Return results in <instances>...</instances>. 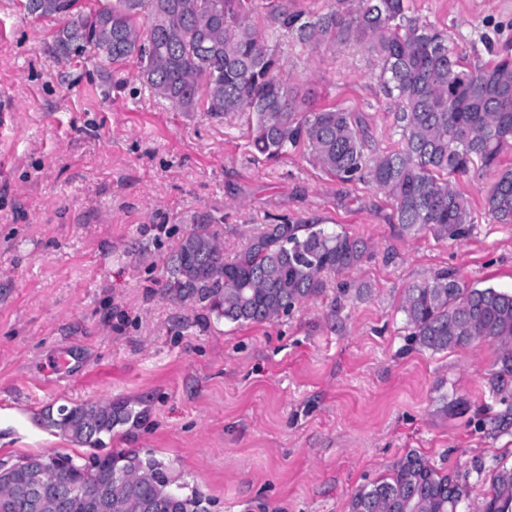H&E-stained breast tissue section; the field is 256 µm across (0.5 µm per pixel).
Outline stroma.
<instances>
[{"label": "stroma", "instance_id": "stroma-1", "mask_svg": "<svg viewBox=\"0 0 512 512\" xmlns=\"http://www.w3.org/2000/svg\"><path fill=\"white\" fill-rule=\"evenodd\" d=\"M409 6L468 68L512 53V0ZM63 24L0 0V100L16 106L0 132V460L85 462L92 448L39 417L112 402L141 419L116 427L106 451L153 455L211 512H351L357 490L411 450L468 478L461 512H482L498 465L512 464V434L487 422L500 408L497 347L420 349L398 305L442 269L512 289V224L484 210L495 172L458 181L469 235L402 233L383 192L338 181L303 148L277 162L250 152L247 115L181 111L141 84L133 59L59 56ZM278 44L284 82L312 108L361 113L370 149L396 147L365 44L311 50L284 33ZM274 216L319 218L371 255L269 323L224 322L166 295V261L193 225L212 224L230 259ZM444 395L466 412H441Z\"/></svg>", "mask_w": 512, "mask_h": 512}]
</instances>
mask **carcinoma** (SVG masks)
<instances>
[{
	"instance_id": "obj_1",
	"label": "carcinoma",
	"mask_w": 512,
	"mask_h": 512,
	"mask_svg": "<svg viewBox=\"0 0 512 512\" xmlns=\"http://www.w3.org/2000/svg\"><path fill=\"white\" fill-rule=\"evenodd\" d=\"M78 0H24L27 13L43 18L72 14ZM255 0H115L78 14L56 31L55 50L76 46L107 50L112 64L139 63L138 77L153 93L188 112L251 119L249 148L279 160L305 147L323 170L345 183L363 182L392 201L397 223L411 234L428 231L456 239L472 230L471 206L456 180L476 167L498 170L484 209L498 224H512V166L502 154L512 148V57L496 56L469 69L448 38L406 13V0H336L310 15L278 7L277 28L309 48L363 42L378 58L381 88L393 101L398 147L370 152L362 116L332 106L303 108L279 78L276 47L249 23ZM367 242L315 219H282L251 237L246 248L224 259L219 234L195 224L166 263V291L183 305L206 309L230 323H265L288 315L319 296L329 273L350 270L366 258ZM400 311L415 344L432 352L466 349L488 341L498 347L492 393L505 408L490 418L494 433L512 429V402L504 395L512 377V291L479 288L446 271L403 289ZM125 406L84 402L58 408L46 426L90 448L118 425L138 421ZM70 462L69 480L104 488L112 500L136 512L135 496L155 498L159 512H207L196 490L170 499L171 474L154 456L123 449L94 454L85 463L69 456L28 455L16 461ZM469 486L415 450L392 473L361 487L352 512H460ZM14 499L11 512H34L13 498L0 480V500ZM484 512H512V467L494 476Z\"/></svg>"
}]
</instances>
